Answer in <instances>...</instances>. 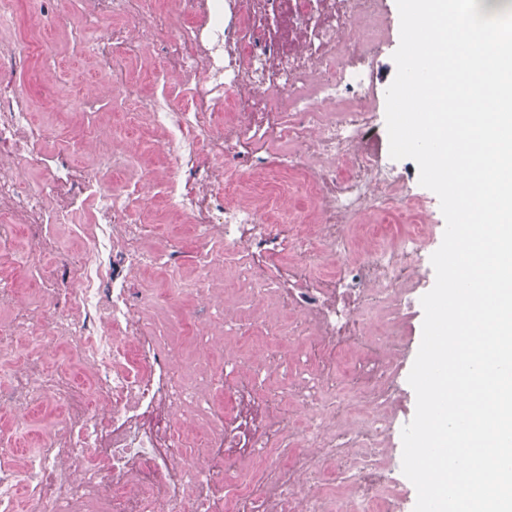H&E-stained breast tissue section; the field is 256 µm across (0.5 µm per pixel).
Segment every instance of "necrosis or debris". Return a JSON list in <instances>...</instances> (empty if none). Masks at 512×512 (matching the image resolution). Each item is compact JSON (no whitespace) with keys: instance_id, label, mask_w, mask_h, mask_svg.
<instances>
[{"instance_id":"1","label":"necrosis or debris","mask_w":512,"mask_h":512,"mask_svg":"<svg viewBox=\"0 0 512 512\" xmlns=\"http://www.w3.org/2000/svg\"><path fill=\"white\" fill-rule=\"evenodd\" d=\"M79 7L109 26L92 41L95 76L68 72L54 104L119 87L128 122L114 152L87 138L47 151L27 89L0 83V249L25 226L38 262L43 225L70 223L99 258L40 281L38 309L0 329L13 424L38 402L65 404L38 448H0V512H403L384 456L402 311L433 226L426 198L375 149L384 0ZM153 31L163 54L132 79L118 51H141ZM52 52L0 35V72ZM143 79L163 91L142 96ZM132 140L168 175L148 177ZM26 163L43 185L22 180ZM158 213L197 239L196 280L179 252L161 265L146 250ZM65 341L90 389L47 374L43 356Z\"/></svg>"}]
</instances>
